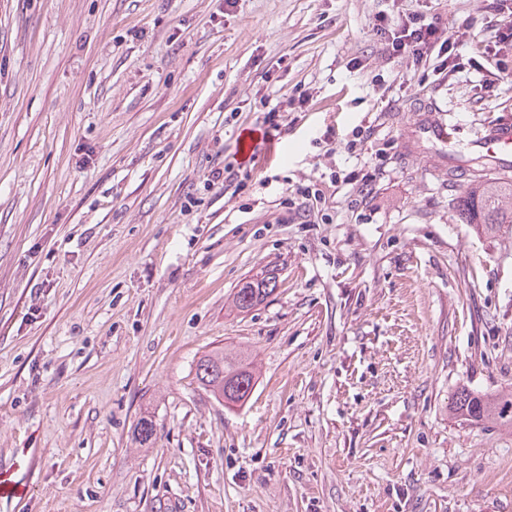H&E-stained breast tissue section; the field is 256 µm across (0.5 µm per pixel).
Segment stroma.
<instances>
[{
    "mask_svg": "<svg viewBox=\"0 0 512 512\" xmlns=\"http://www.w3.org/2000/svg\"><path fill=\"white\" fill-rule=\"evenodd\" d=\"M488 6L0 0V512H512V426L449 409L512 393V235L422 132L512 123ZM401 10L474 24L458 72L383 52ZM218 347L244 404L194 377ZM274 277H263L245 282L238 289L234 298L236 306L241 310H250L262 303L276 289ZM195 379L203 389L225 406L241 405L255 386V376L244 354L214 349L201 356L195 365Z\"/></svg>",
    "mask_w": 512,
    "mask_h": 512,
    "instance_id": "35a3bbf8",
    "label": "stroma"
}]
</instances>
